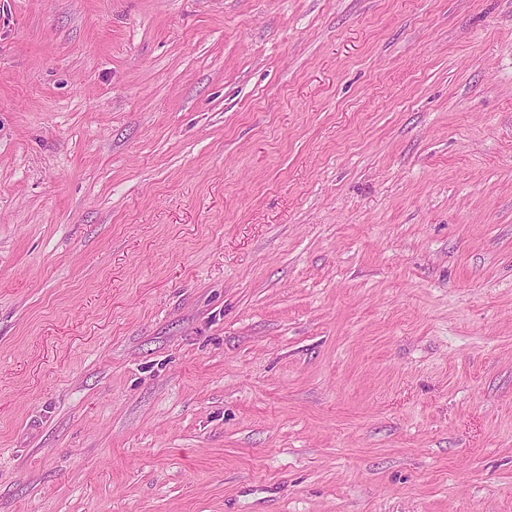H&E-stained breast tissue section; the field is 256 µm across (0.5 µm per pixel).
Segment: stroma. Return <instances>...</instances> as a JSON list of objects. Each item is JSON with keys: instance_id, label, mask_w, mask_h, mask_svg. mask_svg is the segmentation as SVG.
Returning <instances> with one entry per match:
<instances>
[{"instance_id": "stroma-1", "label": "stroma", "mask_w": 512, "mask_h": 512, "mask_svg": "<svg viewBox=\"0 0 512 512\" xmlns=\"http://www.w3.org/2000/svg\"><path fill=\"white\" fill-rule=\"evenodd\" d=\"M0 512H512V0H0Z\"/></svg>"}]
</instances>
